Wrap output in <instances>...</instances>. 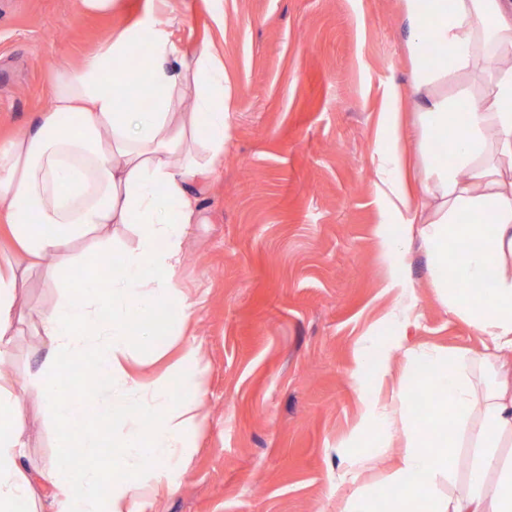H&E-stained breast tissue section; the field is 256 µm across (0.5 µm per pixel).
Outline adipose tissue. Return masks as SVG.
<instances>
[{
    "instance_id": "adipose-tissue-1",
    "label": "adipose tissue",
    "mask_w": 512,
    "mask_h": 512,
    "mask_svg": "<svg viewBox=\"0 0 512 512\" xmlns=\"http://www.w3.org/2000/svg\"><path fill=\"white\" fill-rule=\"evenodd\" d=\"M413 62L409 89L392 86L374 164L378 196L394 225L378 227L387 260L386 286L399 318L414 317L413 285L403 257L421 239L431 286L448 311L485 338L483 383L455 355L438 348L393 347L406 365L393 374L387 354L359 362L352 374L364 406L346 445L353 448L337 485L377 465L373 448L400 442L391 477L396 490L344 497L340 512H512V0H400ZM170 19L156 10L117 31L101 50L57 71L50 107L0 144V353L20 318L19 297L33 272L59 291L37 319L44 349L38 370L0 392V512L18 500L51 495L54 512H146L149 482L180 467L199 426L207 393L193 344L179 350L191 375L147 382L129 369L134 346L159 334L161 312L175 305L190 319L192 303L174 285L191 225L199 223L196 190L224 163L231 88L224 61L210 46L178 50ZM149 53L134 68L125 59L140 43ZM435 46L438 59L427 48ZM149 107H135L138 86ZM469 97L468 112L458 110ZM418 111L419 192L404 182L400 108ZM448 158L436 161L438 142ZM133 226L136 246L112 258V227ZM489 287L475 303L450 289L449 277ZM92 359L95 395L69 388L62 364ZM433 390V410L418 419V386ZM46 404L73 453L29 470L16 402ZM474 450L461 489L454 479L463 441Z\"/></svg>"
}]
</instances>
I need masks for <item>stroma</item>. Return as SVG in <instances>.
I'll list each match as a JSON object with an SVG mask.
<instances>
[{
	"instance_id": "1",
	"label": "stroma",
	"mask_w": 512,
	"mask_h": 512,
	"mask_svg": "<svg viewBox=\"0 0 512 512\" xmlns=\"http://www.w3.org/2000/svg\"><path fill=\"white\" fill-rule=\"evenodd\" d=\"M157 0H0V141L47 110L57 69L77 66ZM172 39L207 43L233 89L224 165L203 182L175 281L194 305L187 324L163 314L155 346L140 349L153 379L198 346L209 365L204 420L191 458L157 485L150 512H339V494L383 486L399 444L378 466L337 487L342 443L363 406L352 383L361 357L395 336L468 358L483 338L449 313L430 261L406 257L417 325L392 319L393 293L377 228L385 223L371 154L390 86L412 62L399 0H167ZM164 351L156 359V351ZM43 353L33 328L16 334L0 371L23 379ZM18 418L35 468L65 439L45 406L23 397Z\"/></svg>"
}]
</instances>
